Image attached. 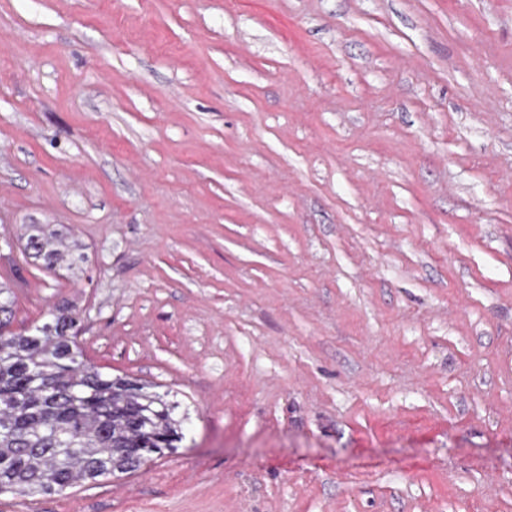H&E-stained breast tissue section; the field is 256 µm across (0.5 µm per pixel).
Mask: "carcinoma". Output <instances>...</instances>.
Here are the masks:
<instances>
[{
  "instance_id": "1",
  "label": "carcinoma",
  "mask_w": 512,
  "mask_h": 512,
  "mask_svg": "<svg viewBox=\"0 0 512 512\" xmlns=\"http://www.w3.org/2000/svg\"><path fill=\"white\" fill-rule=\"evenodd\" d=\"M79 246L41 224L24 251L47 270L84 260ZM0 283V494H59L139 470L182 441L177 404L153 385L112 376L84 360L70 307L23 332Z\"/></svg>"
}]
</instances>
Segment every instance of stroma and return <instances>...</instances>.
<instances>
[{
	"instance_id": "obj_1",
	"label": "stroma",
	"mask_w": 512,
	"mask_h": 512,
	"mask_svg": "<svg viewBox=\"0 0 512 512\" xmlns=\"http://www.w3.org/2000/svg\"><path fill=\"white\" fill-rule=\"evenodd\" d=\"M0 280L187 415L0 512H512V0H0ZM30 231L24 251L28 257L40 261L45 269L55 270L65 264L67 268H73L77 262L84 260L83 254L76 256L74 253L79 246L68 242L57 232L47 230L45 225L33 224Z\"/></svg>"
}]
</instances>
